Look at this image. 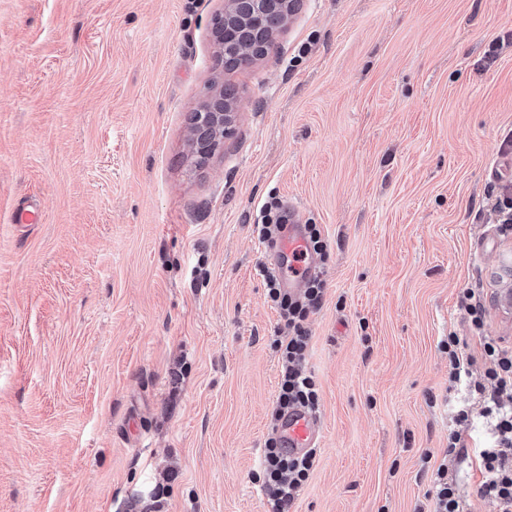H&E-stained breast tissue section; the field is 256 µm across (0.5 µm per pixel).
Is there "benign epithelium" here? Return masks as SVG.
<instances>
[{
	"mask_svg": "<svg viewBox=\"0 0 512 512\" xmlns=\"http://www.w3.org/2000/svg\"><path fill=\"white\" fill-rule=\"evenodd\" d=\"M290 19L288 0H224V11L213 22L214 44L218 61L227 70L247 65L254 58L253 49L242 41L248 30L268 33V46H273L278 34ZM233 102L231 89L216 93L203 112L192 118V151L198 155L211 153L219 140L231 131L232 113L225 104Z\"/></svg>",
	"mask_w": 512,
	"mask_h": 512,
	"instance_id": "obj_1",
	"label": "benign epithelium"
}]
</instances>
